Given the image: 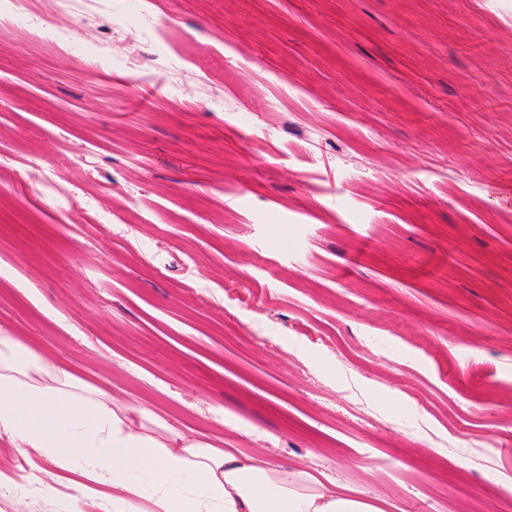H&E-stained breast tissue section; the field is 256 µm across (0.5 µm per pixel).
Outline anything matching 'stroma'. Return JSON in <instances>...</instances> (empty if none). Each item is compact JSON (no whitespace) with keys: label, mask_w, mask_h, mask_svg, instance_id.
<instances>
[{"label":"stroma","mask_w":512,"mask_h":512,"mask_svg":"<svg viewBox=\"0 0 512 512\" xmlns=\"http://www.w3.org/2000/svg\"><path fill=\"white\" fill-rule=\"evenodd\" d=\"M30 4L0 336L382 512H505L512 0Z\"/></svg>","instance_id":"1"}]
</instances>
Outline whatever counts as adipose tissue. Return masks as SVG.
I'll return each mask as SVG.
<instances>
[{
  "instance_id": "adipose-tissue-1",
  "label": "adipose tissue",
  "mask_w": 512,
  "mask_h": 512,
  "mask_svg": "<svg viewBox=\"0 0 512 512\" xmlns=\"http://www.w3.org/2000/svg\"><path fill=\"white\" fill-rule=\"evenodd\" d=\"M30 463L0 492L16 512L33 498L56 512H381L307 473L181 433L163 418L118 400L12 336H0V439Z\"/></svg>"
}]
</instances>
